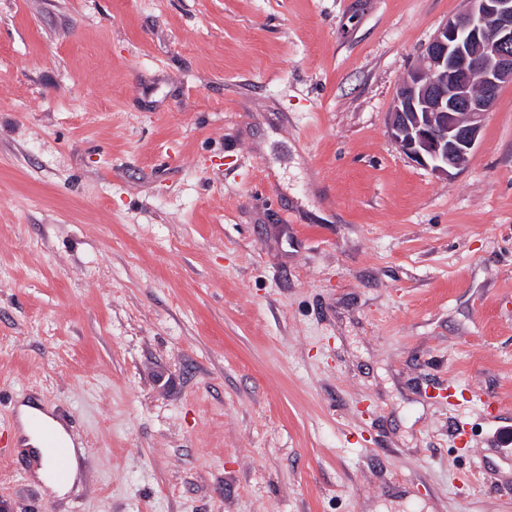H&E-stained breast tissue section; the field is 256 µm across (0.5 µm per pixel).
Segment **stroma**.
I'll return each instance as SVG.
<instances>
[{"label":"stroma","instance_id":"stroma-1","mask_svg":"<svg viewBox=\"0 0 512 512\" xmlns=\"http://www.w3.org/2000/svg\"><path fill=\"white\" fill-rule=\"evenodd\" d=\"M464 0H0L10 512H512V84L468 164L388 114ZM20 410L24 433H26L27 436H30L26 422L27 419H29V416L32 415L29 420L33 430L39 437L41 446H39L40 448H31V446L25 445L27 438L24 436L23 442L21 444H17V447L28 448L31 452H34L35 455L40 454L42 457V465L41 468L37 470V475L39 478L46 481V484L52 489L53 492L62 497L67 494L75 485L80 469L79 458H84L85 451L82 448H73V443L62 424L57 421H52V426L69 441L70 448H68L67 444L58 436L56 431L41 421L38 415L42 417V414L34 410L32 404L23 405L21 406ZM45 448L50 449L52 458L57 463H62L66 459L69 452L67 462L68 477L64 482L57 483L49 479V476L51 475V464Z\"/></svg>","mask_w":512,"mask_h":512}]
</instances>
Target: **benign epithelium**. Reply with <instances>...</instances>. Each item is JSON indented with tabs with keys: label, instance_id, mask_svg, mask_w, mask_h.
I'll return each instance as SVG.
<instances>
[{
	"label": "benign epithelium",
	"instance_id": "7a95c632",
	"mask_svg": "<svg viewBox=\"0 0 512 512\" xmlns=\"http://www.w3.org/2000/svg\"><path fill=\"white\" fill-rule=\"evenodd\" d=\"M398 89L388 130L417 165L450 177L469 161L502 84L512 82V0H468Z\"/></svg>",
	"mask_w": 512,
	"mask_h": 512
}]
</instances>
